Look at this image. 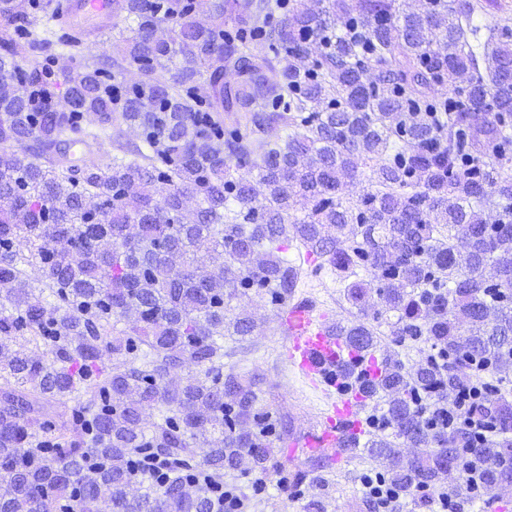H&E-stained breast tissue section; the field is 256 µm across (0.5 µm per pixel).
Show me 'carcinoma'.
<instances>
[{
    "label": "carcinoma",
    "mask_w": 512,
    "mask_h": 512,
    "mask_svg": "<svg viewBox=\"0 0 512 512\" xmlns=\"http://www.w3.org/2000/svg\"><path fill=\"white\" fill-rule=\"evenodd\" d=\"M53 11L0 0V111L64 99L0 118V146L26 152L0 161V512H211L206 482L188 485L183 468L265 470L292 424L259 379L224 371V337L256 329L232 299L294 297L290 229L344 285L356 343L376 349L384 326L439 351L412 373L390 357L354 380L386 394L391 429L360 454L425 504L470 438L433 428L417 395L473 383L480 366L512 371V4L113 0L112 32L94 35H112L108 68L84 61L49 83L31 56ZM483 16L494 24L475 45ZM145 58L132 99L120 75ZM114 124L137 141H115L107 165L70 164L67 134ZM275 128L290 133L267 139ZM187 361L199 370L180 373ZM62 399L59 420L42 419ZM484 412L497 439L474 449L478 477L512 487V403ZM398 439L420 453L401 457ZM141 451L170 466L166 483L135 473ZM327 468L293 478L316 489L304 512H327Z\"/></svg>",
    "instance_id": "obj_1"
}]
</instances>
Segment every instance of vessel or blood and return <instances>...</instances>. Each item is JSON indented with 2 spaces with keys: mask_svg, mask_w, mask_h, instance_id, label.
Wrapping results in <instances>:
<instances>
[{
  "mask_svg": "<svg viewBox=\"0 0 512 512\" xmlns=\"http://www.w3.org/2000/svg\"><path fill=\"white\" fill-rule=\"evenodd\" d=\"M58 21L66 34L87 37V21L112 22V0H58ZM288 368L326 401V412L295 445L329 462L347 458L362 434L365 402L359 391H340L337 380L352 375L371 360L369 349L354 345L328 313L304 301L289 304L281 317Z\"/></svg>",
  "mask_w": 512,
  "mask_h": 512,
  "instance_id": "obj_1",
  "label": "vessel or blood"
}]
</instances>
